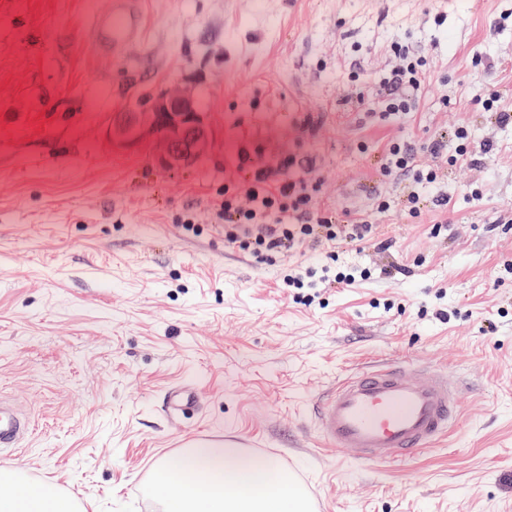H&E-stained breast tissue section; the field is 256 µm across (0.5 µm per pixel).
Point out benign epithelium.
I'll return each mask as SVG.
<instances>
[{
  "label": "benign epithelium",
  "instance_id": "7a95c632",
  "mask_svg": "<svg viewBox=\"0 0 512 512\" xmlns=\"http://www.w3.org/2000/svg\"><path fill=\"white\" fill-rule=\"evenodd\" d=\"M196 78L186 75L154 97L145 112H124L112 121L111 139L125 147L155 143L152 156L163 170L191 169L214 144V127L196 95Z\"/></svg>",
  "mask_w": 512,
  "mask_h": 512
}]
</instances>
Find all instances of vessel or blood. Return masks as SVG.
<instances>
[{
    "instance_id": "1",
    "label": "vessel or blood",
    "mask_w": 512,
    "mask_h": 512,
    "mask_svg": "<svg viewBox=\"0 0 512 512\" xmlns=\"http://www.w3.org/2000/svg\"><path fill=\"white\" fill-rule=\"evenodd\" d=\"M96 33L100 51L141 41L134 0H113ZM460 415L459 388L447 373L393 362L344 374L313 408L320 446L348 449L362 464L409 459L444 438ZM26 430L16 410L0 403V447H16Z\"/></svg>"
}]
</instances>
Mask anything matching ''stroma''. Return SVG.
Masks as SVG:
<instances>
[{"instance_id":"stroma-1","label":"stroma","mask_w":512,"mask_h":512,"mask_svg":"<svg viewBox=\"0 0 512 512\" xmlns=\"http://www.w3.org/2000/svg\"><path fill=\"white\" fill-rule=\"evenodd\" d=\"M111 2L0 0V401L31 428L0 468L82 512H163L162 460L231 441L277 457L320 512H512V125L481 104L512 111L503 0H140L145 40L116 55L95 48ZM397 41L428 73L416 109L383 122L370 87ZM186 74L217 129L198 168L112 144L113 113ZM459 126L493 151L441 166L447 206L410 216L386 145L412 140L431 165ZM257 145L312 158L320 205L372 223L373 242L334 246L366 279L305 306L279 285L288 263L225 246L224 181ZM380 362L462 381L447 438L372 466L318 447L314 400ZM180 387L195 401L173 420Z\"/></svg>"}]
</instances>
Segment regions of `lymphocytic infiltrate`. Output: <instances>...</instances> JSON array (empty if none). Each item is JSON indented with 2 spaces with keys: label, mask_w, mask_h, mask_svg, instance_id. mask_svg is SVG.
I'll return each mask as SVG.
<instances>
[{
  "label": "lymphocytic infiltrate",
  "mask_w": 512,
  "mask_h": 512,
  "mask_svg": "<svg viewBox=\"0 0 512 512\" xmlns=\"http://www.w3.org/2000/svg\"><path fill=\"white\" fill-rule=\"evenodd\" d=\"M394 65L382 73L373 90L380 102L378 120L413 111L426 71V59L408 44L393 43ZM417 146L407 140L391 141L384 152V177L415 185L408 196L411 207H418L421 191H434L438 171L417 164ZM239 170L242 179L224 182V199L216 218L224 226L225 245L248 252L257 263L273 265L288 255L313 250L343 237L350 241L368 240L372 226L363 220L337 223L335 215L317 206L319 184L313 176L310 158L288 154L270 162L263 147L241 149Z\"/></svg>",
  "instance_id": "obj_1"
}]
</instances>
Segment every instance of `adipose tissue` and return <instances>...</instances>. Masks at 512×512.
Instances as JSON below:
<instances>
[{"mask_svg": "<svg viewBox=\"0 0 512 512\" xmlns=\"http://www.w3.org/2000/svg\"><path fill=\"white\" fill-rule=\"evenodd\" d=\"M176 460L186 478L162 482L167 512H306L301 491L275 457L233 442H197ZM173 461L162 462L161 474H168ZM0 512H75V507L55 489L30 487L19 472L0 469Z\"/></svg>", "mask_w": 512, "mask_h": 512, "instance_id": "adipose-tissue-1", "label": "adipose tissue"}]
</instances>
